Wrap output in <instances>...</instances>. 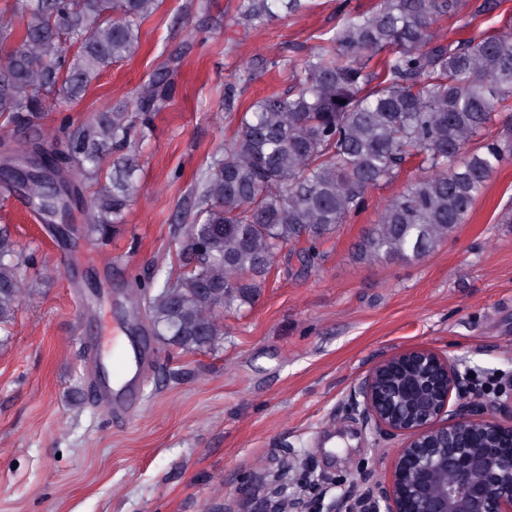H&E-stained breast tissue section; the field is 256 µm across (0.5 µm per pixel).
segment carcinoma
Segmentation results:
<instances>
[{"instance_id": "1", "label": "carcinoma", "mask_w": 512, "mask_h": 512, "mask_svg": "<svg viewBox=\"0 0 512 512\" xmlns=\"http://www.w3.org/2000/svg\"><path fill=\"white\" fill-rule=\"evenodd\" d=\"M162 0H9L13 20L0 24V117L23 130L40 118L41 93L80 94L109 65L140 49L142 22ZM498 0H379L348 15L334 37L296 65L297 83L242 113L231 140L200 176L194 218L184 226L182 272L138 287L133 312L150 334L185 352L224 337L220 314L251 305L287 246L316 249L365 204L369 190L397 180L414 164L401 192L377 212L358 243L368 261L423 259L467 223L501 164L512 158V125L473 144L496 113L512 108V31L445 40L433 26L470 8L479 26ZM307 0H240V19L262 24L275 12L294 15ZM386 52L379 57L380 52ZM375 65H370V62ZM170 94L163 77L144 86L136 108L119 102L58 143L14 135L11 152L42 149L48 167L67 169L69 196L41 180L23 188L34 209L59 223L98 186L74 227L103 240L124 222L135 194L132 140L151 132L152 114ZM112 152V178L102 181ZM28 262L0 229V331L10 335Z\"/></svg>"}]
</instances>
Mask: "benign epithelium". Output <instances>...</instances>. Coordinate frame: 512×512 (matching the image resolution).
Here are the masks:
<instances>
[{
	"label": "benign epithelium",
	"instance_id": "obj_1",
	"mask_svg": "<svg viewBox=\"0 0 512 512\" xmlns=\"http://www.w3.org/2000/svg\"><path fill=\"white\" fill-rule=\"evenodd\" d=\"M365 427L401 440L388 483L361 475L323 509L303 470L280 472L263 512H512V397L470 396L454 358L416 348L374 363L354 386Z\"/></svg>",
	"mask_w": 512,
	"mask_h": 512
}]
</instances>
